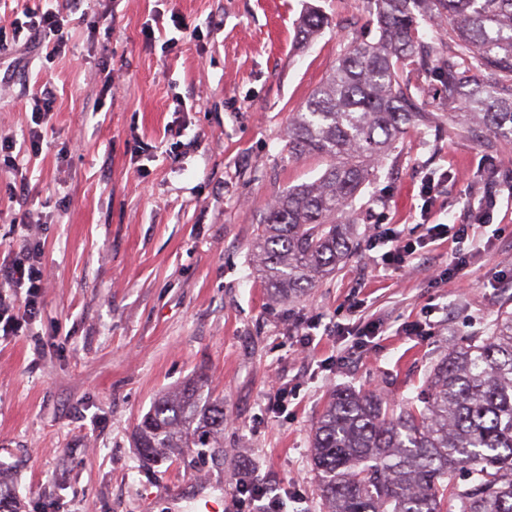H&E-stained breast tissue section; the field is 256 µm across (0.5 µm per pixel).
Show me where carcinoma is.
<instances>
[{
    "label": "carcinoma",
    "mask_w": 512,
    "mask_h": 512,
    "mask_svg": "<svg viewBox=\"0 0 512 512\" xmlns=\"http://www.w3.org/2000/svg\"><path fill=\"white\" fill-rule=\"evenodd\" d=\"M377 35L353 41L288 128V155L327 166L292 188L257 225V272L279 297L301 298L351 255L347 210L376 179L412 125L424 124L421 86L403 67L427 53L417 28L445 22L452 51L440 77L466 125L512 143V0H374ZM328 24L312 10L298 36ZM199 377L159 397L136 427L145 457L169 448L215 453L224 401ZM313 463L323 512H512V310L452 348L426 388L400 408L377 392L341 389L313 427Z\"/></svg>",
    "instance_id": "1"
}]
</instances>
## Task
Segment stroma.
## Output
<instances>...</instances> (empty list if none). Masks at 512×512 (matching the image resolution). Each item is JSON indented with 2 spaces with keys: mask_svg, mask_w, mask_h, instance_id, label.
<instances>
[{
  "mask_svg": "<svg viewBox=\"0 0 512 512\" xmlns=\"http://www.w3.org/2000/svg\"><path fill=\"white\" fill-rule=\"evenodd\" d=\"M310 5L329 24L302 47ZM64 32L53 60L41 43L0 55V137L25 133L33 91L54 93L28 195L9 198L0 173V261L26 213L49 272L40 315L0 335V490L19 512H242L245 468L288 512H322L311 440L332 392L415 397L512 300V145L455 122L439 76L448 37L420 27L433 52L403 73L432 122L408 128L359 191L358 246L336 274L276 299L251 264L254 230L326 167L289 158L288 126L351 38L375 35L364 0H77ZM430 172L448 181L425 217ZM431 224L484 242L464 277L448 272L451 239L427 241ZM390 230L424 241L413 267L383 264ZM373 321L385 333L359 336ZM199 375L224 400L222 453L144 460L137 423Z\"/></svg>",
  "mask_w": 512,
  "mask_h": 512,
  "instance_id": "1",
  "label": "stroma"
}]
</instances>
